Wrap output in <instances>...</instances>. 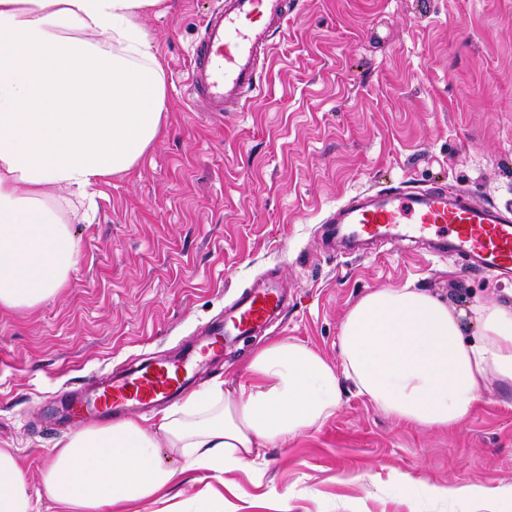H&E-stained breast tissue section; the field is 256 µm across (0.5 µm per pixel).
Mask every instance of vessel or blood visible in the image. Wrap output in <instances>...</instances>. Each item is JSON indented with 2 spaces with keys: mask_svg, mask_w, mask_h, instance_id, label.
Segmentation results:
<instances>
[{
  "mask_svg": "<svg viewBox=\"0 0 512 512\" xmlns=\"http://www.w3.org/2000/svg\"><path fill=\"white\" fill-rule=\"evenodd\" d=\"M288 0H222L202 20V34L191 50L186 85L202 112H239L261 89L260 61L272 49L271 35L286 27ZM322 244L359 251L388 237L433 242L436 256H463L475 269L512 276V208L473 203L465 192L432 186L417 191L371 188L357 192L326 219ZM283 304L268 287L242 299L215 327L207 345L177 362L143 363L93 381L92 400L74 399L73 416L109 419L145 411L178 396L191 369L206 357L211 342L261 329Z\"/></svg>",
  "mask_w": 512,
  "mask_h": 512,
  "instance_id": "b4317fda",
  "label": "vessel or blood"
}]
</instances>
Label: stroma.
Returning a JSON list of instances; mask_svg holds the SVG:
<instances>
[{
	"label": "stroma",
	"mask_w": 512,
	"mask_h": 512,
	"mask_svg": "<svg viewBox=\"0 0 512 512\" xmlns=\"http://www.w3.org/2000/svg\"><path fill=\"white\" fill-rule=\"evenodd\" d=\"M248 108L215 116L184 94L210 0L147 16L167 77L161 138L101 186L67 285L31 310L0 308V449L56 512L40 472L86 422L69 399L92 376L182 357L242 295L273 285L284 308L195 365L197 386L239 380L257 347L294 339L328 362L348 309L413 283L461 306L512 293V278L436 257L420 240L365 253L320 245L325 218L358 191L438 184L512 205V0H296ZM263 476L188 474L179 504L221 493L238 512H512V498L429 499L426 484L512 487V395L482 388L458 426L386 415L352 387L320 428L266 451ZM414 480L399 485L395 473Z\"/></svg>",
	"instance_id": "35a3bbf8"
}]
</instances>
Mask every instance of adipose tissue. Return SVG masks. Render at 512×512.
I'll list each match as a JSON object with an SVG mask.
<instances>
[{
  "label": "adipose tissue",
  "mask_w": 512,
  "mask_h": 512,
  "mask_svg": "<svg viewBox=\"0 0 512 512\" xmlns=\"http://www.w3.org/2000/svg\"><path fill=\"white\" fill-rule=\"evenodd\" d=\"M161 2L0 0V306L44 303L78 262V211L51 188L94 199L162 133L166 74L144 24ZM339 352L333 364L273 341L244 379L209 384L150 426L78 429L57 443L43 491L64 512L153 507L182 470L218 478L320 428L346 381L395 419L455 427L483 386L512 390V300L457 308L408 285L378 289L349 308ZM0 512H33L15 456L1 449Z\"/></svg>",
  "instance_id": "adipose-tissue-1"
}]
</instances>
